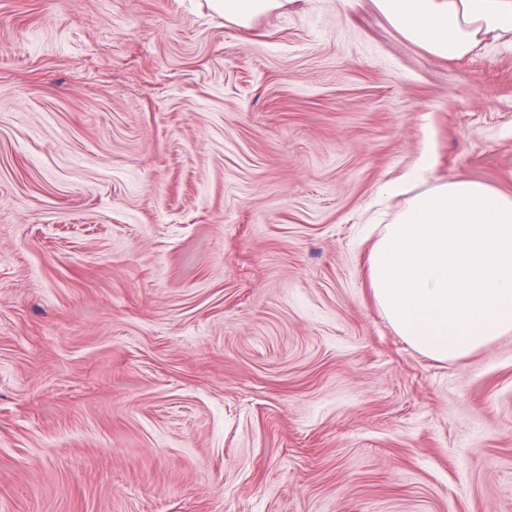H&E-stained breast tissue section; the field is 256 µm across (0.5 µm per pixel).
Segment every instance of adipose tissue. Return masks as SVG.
Here are the masks:
<instances>
[{"label":"adipose tissue","instance_id":"ef3b65f1","mask_svg":"<svg viewBox=\"0 0 512 512\" xmlns=\"http://www.w3.org/2000/svg\"><path fill=\"white\" fill-rule=\"evenodd\" d=\"M295 0H207L239 28ZM404 39L431 56L472 60L512 47V0H372ZM429 161L405 180L420 185L367 257L371 297L396 333L426 357H469L512 334V194L467 176L428 182Z\"/></svg>","mask_w":512,"mask_h":512}]
</instances>
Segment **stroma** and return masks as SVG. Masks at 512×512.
Masks as SVG:
<instances>
[{
	"instance_id": "35a3bbf8",
	"label": "stroma",
	"mask_w": 512,
	"mask_h": 512,
	"mask_svg": "<svg viewBox=\"0 0 512 512\" xmlns=\"http://www.w3.org/2000/svg\"><path fill=\"white\" fill-rule=\"evenodd\" d=\"M512 193V50L371 0H0V512H512V335L373 304L382 187ZM297 0H207V5L224 21L250 29L261 16L270 15Z\"/></svg>"
}]
</instances>
